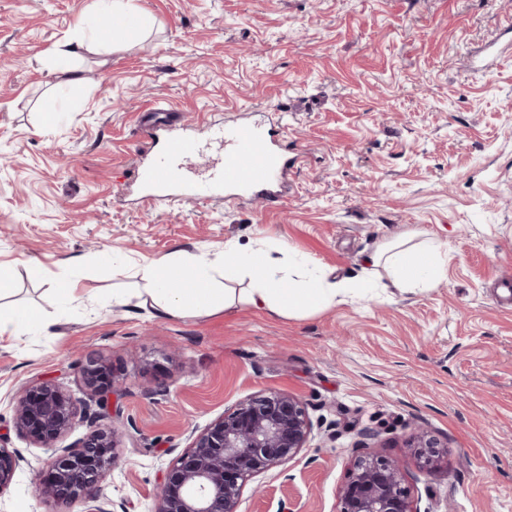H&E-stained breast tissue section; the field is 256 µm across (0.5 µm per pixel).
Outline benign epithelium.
Segmentation results:
<instances>
[{"label": "benign epithelium", "mask_w": 512, "mask_h": 512, "mask_svg": "<svg viewBox=\"0 0 512 512\" xmlns=\"http://www.w3.org/2000/svg\"><path fill=\"white\" fill-rule=\"evenodd\" d=\"M85 387L99 412L108 415L114 392L112 374L93 360L82 366ZM78 410L69 395L50 381L25 389L14 401V427L42 448L55 449L47 463L50 477L41 494L55 501L82 500L85 512H106L98 492L114 457V427L97 428L73 447L58 441L75 425ZM313 428L304 405L279 392L246 399L196 436L188 451L167 472L154 512H238L248 480L296 458ZM413 458L422 471L432 469L439 453L435 442L419 434ZM18 451L0 445V493L12 482ZM406 464L374 454L354 459L339 490L338 512H420L406 485Z\"/></svg>", "instance_id": "obj_1"}]
</instances>
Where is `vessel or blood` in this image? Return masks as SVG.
I'll return each instance as SVG.
<instances>
[{
	"instance_id": "1",
	"label": "vessel or blood",
	"mask_w": 512,
	"mask_h": 512,
	"mask_svg": "<svg viewBox=\"0 0 512 512\" xmlns=\"http://www.w3.org/2000/svg\"><path fill=\"white\" fill-rule=\"evenodd\" d=\"M284 127L249 122L208 126L205 138L173 129L142 128L134 145L140 161L134 182L152 205L168 197L205 200L251 196L278 203L286 196L288 171L295 158L279 141Z\"/></svg>"
}]
</instances>
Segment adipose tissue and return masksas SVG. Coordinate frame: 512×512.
I'll return each mask as SVG.
<instances>
[{"label":"adipose tissue","mask_w":512,"mask_h":512,"mask_svg":"<svg viewBox=\"0 0 512 512\" xmlns=\"http://www.w3.org/2000/svg\"><path fill=\"white\" fill-rule=\"evenodd\" d=\"M96 14L122 16L133 32L115 36L96 31L80 33L62 48H53L52 57L66 60L80 51H92L107 45L126 46L151 26L152 20L134 0H93ZM372 267L384 268L394 287L402 290L431 289L443 277V263L437 246L419 244L402 248L389 244L371 257ZM143 305L161 316L190 313L210 316L236 303L245 302L280 316L312 313L347 296V288L322 277L295 280L282 275L277 259L260 249H242L237 242L224 244V260L214 264L205 254H173L140 264L134 271ZM248 279L246 292L236 293L231 284Z\"/></svg>","instance_id":"adipose-tissue-1"}]
</instances>
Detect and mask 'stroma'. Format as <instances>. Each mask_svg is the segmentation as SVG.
<instances>
[{"instance_id":"stroma-1","label":"stroma","mask_w":512,"mask_h":512,"mask_svg":"<svg viewBox=\"0 0 512 512\" xmlns=\"http://www.w3.org/2000/svg\"><path fill=\"white\" fill-rule=\"evenodd\" d=\"M136 43L47 50L105 21L91 0H0V308L42 323L0 340V445L21 459L0 512H84L37 487L52 449L19 435L13 402L51 380L77 403L81 369L110 366L116 458L99 496L153 512L193 438L250 396L282 392L313 431L285 465L249 480L239 512H337L355 455L411 460L421 512H512V0H135ZM59 114L42 126V107ZM172 106L181 131L283 112L298 159L288 196L165 200L147 209L122 155ZM417 235L441 246L434 288L400 291L370 257ZM377 293L284 317L246 304L213 316L140 307L134 268L227 240ZM77 282L63 303L56 285ZM125 289L129 302L103 300ZM425 433L422 431L416 437L413 445V458L422 471L432 469L438 461L439 453L436 450V443L431 439H426Z\"/></svg>"}]
</instances>
